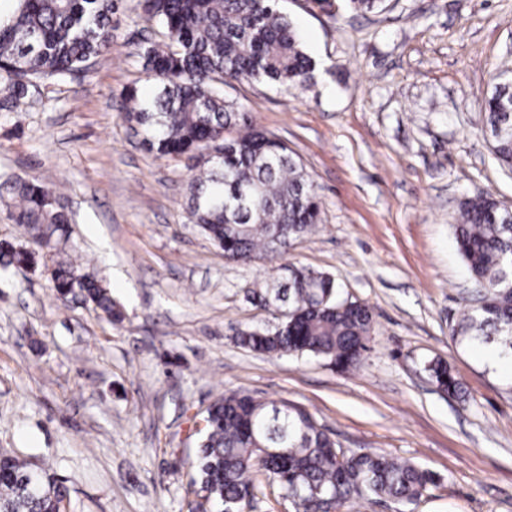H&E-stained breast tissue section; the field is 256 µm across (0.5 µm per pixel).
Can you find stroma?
<instances>
[{"instance_id":"obj_1","label":"stroma","mask_w":512,"mask_h":512,"mask_svg":"<svg viewBox=\"0 0 512 512\" xmlns=\"http://www.w3.org/2000/svg\"><path fill=\"white\" fill-rule=\"evenodd\" d=\"M279 5L317 63L313 80L228 78L222 91L314 182L319 223L284 259L370 308L360 367L236 343L241 329L277 323L249 298L275 264L226 260L189 219L184 162L146 150L124 121L126 88L146 85L138 46L156 28L145 0H116L110 54L0 111V184L56 188L68 218L37 247L0 204V243L36 252L34 265L0 272V451L63 480L69 512H188L199 414L242 389L306 409L344 450L438 475L406 512H512V377L451 336L473 287L457 203L485 191L512 207L484 109L512 74V0ZM61 261L101 280L123 322L82 297L57 300ZM437 359L464 401L437 392L425 369Z\"/></svg>"}]
</instances>
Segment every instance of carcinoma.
<instances>
[{
    "label": "carcinoma",
    "instance_id": "carcinoma-1",
    "mask_svg": "<svg viewBox=\"0 0 512 512\" xmlns=\"http://www.w3.org/2000/svg\"><path fill=\"white\" fill-rule=\"evenodd\" d=\"M161 39L139 45L137 55L154 91L125 93V120L143 134L142 145L163 157H179L191 172L188 213L231 261L285 254L290 242L312 233L321 201L288 146L224 101V78L304 86L315 61L278 0H147ZM115 0H13L0 13V110H10L39 81H61L90 70L112 50ZM487 125L498 161L512 168V86L485 101ZM0 202L33 238L53 235L67 223L53 191L17 179ZM454 225L458 251L476 286L452 327V335L493 344L512 356V213L492 194L465 197ZM23 248L0 247V268L33 262ZM288 291L271 285L253 297L290 315L273 329L245 328L239 344L253 352L310 355L346 372L359 367L371 338L367 305L342 296L324 272L287 264ZM58 298L79 291L106 317L120 323L121 304L107 288L72 262L53 272ZM426 370L436 387L464 398L462 383L440 359ZM267 450H281L276 478L296 512H320L328 499L335 512L358 498L413 503L435 484L420 465L371 451L341 448L299 406L228 391L207 410L198 450V479L208 500L239 512L254 489L253 472ZM68 490L36 463L0 454V512H67Z\"/></svg>",
    "mask_w": 512,
    "mask_h": 512
}]
</instances>
